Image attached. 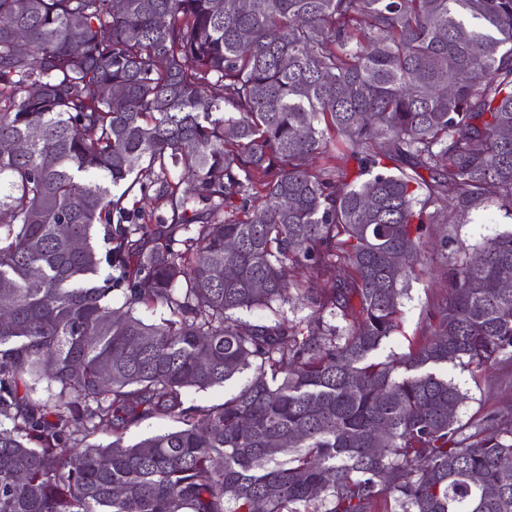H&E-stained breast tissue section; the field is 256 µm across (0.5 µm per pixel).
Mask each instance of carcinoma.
<instances>
[{
  "label": "carcinoma",
  "mask_w": 512,
  "mask_h": 512,
  "mask_svg": "<svg viewBox=\"0 0 512 512\" xmlns=\"http://www.w3.org/2000/svg\"><path fill=\"white\" fill-rule=\"evenodd\" d=\"M31 127L0 151V512H512V409L465 435L435 372L512 356V230L371 361L439 210L512 217V0H0V142ZM249 372L237 375L221 386H214L206 390L188 389L186 398L189 402L202 406L211 407L224 402V398L236 393L247 381ZM176 423L168 418L164 417H152L143 421L140 425L132 427L126 434V440L128 442H135L142 436L160 433L173 428Z\"/></svg>",
  "instance_id": "cac0c4a2"
}]
</instances>
